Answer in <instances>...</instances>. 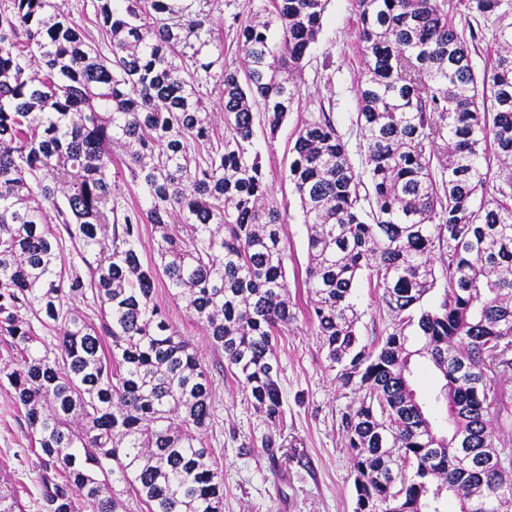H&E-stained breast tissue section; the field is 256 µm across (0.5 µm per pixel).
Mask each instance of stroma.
Listing matches in <instances>:
<instances>
[{
	"instance_id": "obj_1",
	"label": "stroma",
	"mask_w": 512,
	"mask_h": 512,
	"mask_svg": "<svg viewBox=\"0 0 512 512\" xmlns=\"http://www.w3.org/2000/svg\"><path fill=\"white\" fill-rule=\"evenodd\" d=\"M262 0H210L214 17L223 19L220 47L227 63H238L236 28ZM355 0H329L319 38L305 60L299 105L276 134L257 133L260 154L274 197L284 215L288 247L286 277L296 305V321L278 342L283 400L279 448L275 456L260 447L269 426L230 376L214 372L215 422L208 432L217 462L224 467V512H354L351 451L342 435L341 416L356 396L330 370L314 325L306 316V294L299 283L307 265V235L299 201L288 178L290 149L298 127L319 110L331 112L354 164H362L355 126V89L364 69L357 40ZM155 298L171 321L190 339L207 363H215L203 329L190 320L158 285ZM353 301L361 315L364 341L384 335L390 317L366 278H359ZM18 365L10 339L0 336V472L14 486L22 512H39L42 488L34 437L24 425L6 379Z\"/></svg>"
}]
</instances>
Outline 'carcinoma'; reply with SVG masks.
Returning a JSON list of instances; mask_svg holds the SVG:
<instances>
[{"label": "carcinoma", "mask_w": 512, "mask_h": 512, "mask_svg": "<svg viewBox=\"0 0 512 512\" xmlns=\"http://www.w3.org/2000/svg\"><path fill=\"white\" fill-rule=\"evenodd\" d=\"M91 3L108 56L59 0H0V332L21 356L7 378L40 450V512H119L116 483L146 512H223L211 375L156 288L279 421L275 346L294 313L284 217L253 139L297 104L328 0H266L263 19L237 27L240 67L213 55L208 0ZM467 10L466 34L443 0H356L365 174L323 109L292 147L308 317L329 368L359 393L341 418L355 512H447L450 495L457 512H512V450L491 420L495 368L512 365V26L495 29L480 74L470 48L473 22L512 0ZM116 158L146 207L121 203ZM364 271L392 316L369 344L352 301ZM417 357L442 380L447 429L412 388ZM17 508L0 474V512ZM155 298L162 309L168 314L171 321L190 339L194 347L212 368V364L217 361V358L211 351L205 332L199 325L187 317L185 310L182 308V304L176 303L170 297L169 290L164 282H159L156 288Z\"/></svg>", "instance_id": "cac0c4a2"}]
</instances>
